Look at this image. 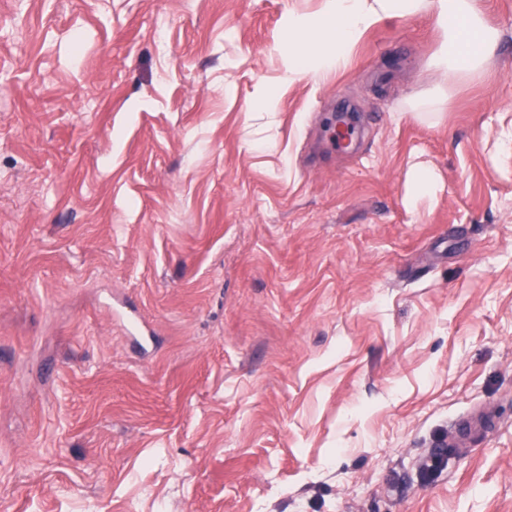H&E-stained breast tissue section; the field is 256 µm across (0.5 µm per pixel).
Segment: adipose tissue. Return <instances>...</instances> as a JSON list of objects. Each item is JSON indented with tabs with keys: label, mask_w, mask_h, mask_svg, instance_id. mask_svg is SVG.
<instances>
[{
	"label": "adipose tissue",
	"mask_w": 512,
	"mask_h": 512,
	"mask_svg": "<svg viewBox=\"0 0 512 512\" xmlns=\"http://www.w3.org/2000/svg\"><path fill=\"white\" fill-rule=\"evenodd\" d=\"M431 13L445 39L434 54L436 70L449 83L479 74L496 53L500 35L487 20L479 0H324L316 28L288 26V65L282 83L301 74L338 71L348 66L363 33L396 16Z\"/></svg>",
	"instance_id": "1"
}]
</instances>
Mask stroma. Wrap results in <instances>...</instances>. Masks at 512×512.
<instances>
[{
    "mask_svg": "<svg viewBox=\"0 0 512 512\" xmlns=\"http://www.w3.org/2000/svg\"><path fill=\"white\" fill-rule=\"evenodd\" d=\"M482 6L479 76L419 12L285 84L323 0H0V512H512Z\"/></svg>",
    "mask_w": 512,
    "mask_h": 512,
    "instance_id": "1",
    "label": "stroma"
}]
</instances>
